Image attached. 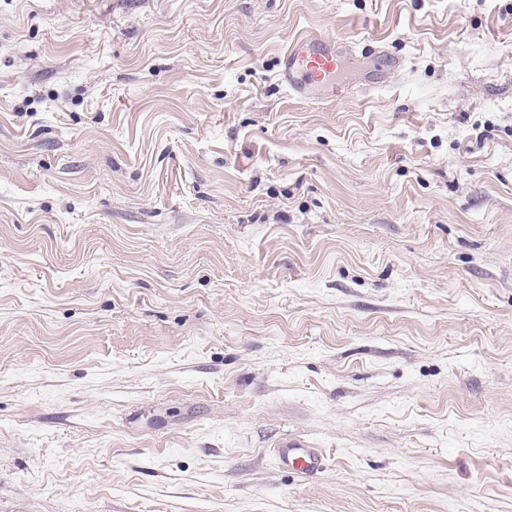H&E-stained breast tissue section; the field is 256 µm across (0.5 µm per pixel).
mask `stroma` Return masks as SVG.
<instances>
[{"instance_id":"35a3bbf8","label":"stroma","mask_w":512,"mask_h":512,"mask_svg":"<svg viewBox=\"0 0 512 512\" xmlns=\"http://www.w3.org/2000/svg\"><path fill=\"white\" fill-rule=\"evenodd\" d=\"M0 512H512V0H0ZM347 52H351V47L336 41L297 38L284 52L279 80L295 94L302 85L327 86L335 93L336 89L344 92L345 89L336 84V78ZM274 455L279 467L292 469L303 477L316 474L325 465V457L318 448H307L300 442L286 441L275 449Z\"/></svg>"}]
</instances>
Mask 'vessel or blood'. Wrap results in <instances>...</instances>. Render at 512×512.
<instances>
[{
  "label": "vessel or blood",
  "instance_id": "1",
  "mask_svg": "<svg viewBox=\"0 0 512 512\" xmlns=\"http://www.w3.org/2000/svg\"><path fill=\"white\" fill-rule=\"evenodd\" d=\"M347 51L346 45L336 41L298 38L284 53L279 80L292 92L302 85L335 87ZM275 460L279 467L292 469L304 477L316 474L325 465V457L319 449L292 441L276 448Z\"/></svg>",
  "mask_w": 512,
  "mask_h": 512
}]
</instances>
